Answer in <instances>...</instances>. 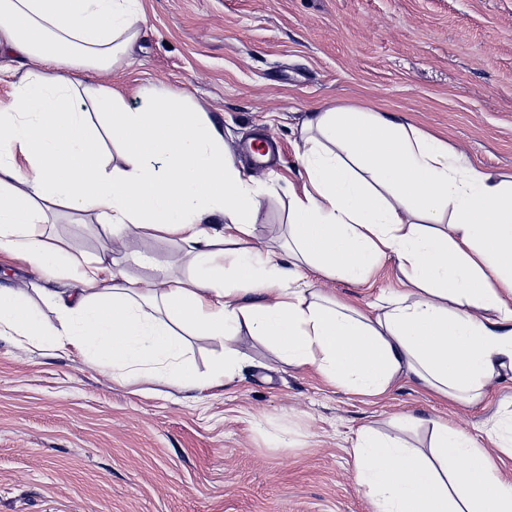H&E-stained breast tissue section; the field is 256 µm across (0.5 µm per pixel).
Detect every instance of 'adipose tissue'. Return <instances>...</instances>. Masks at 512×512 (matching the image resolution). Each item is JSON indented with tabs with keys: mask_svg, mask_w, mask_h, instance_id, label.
<instances>
[{
	"mask_svg": "<svg viewBox=\"0 0 512 512\" xmlns=\"http://www.w3.org/2000/svg\"><path fill=\"white\" fill-rule=\"evenodd\" d=\"M143 20V0H0V59L19 74L0 100V250L48 281L42 298L57 311L48 324L0 286V338L78 353L119 382L183 390L232 381L244 334L360 395L407 377L472 403L512 371V178L384 112L309 113L288 258L276 261L250 245L261 190L225 155L223 128L181 94L132 107L118 90L80 80L127 55ZM59 208L95 213L108 236L177 237L190 276L173 279L139 253L80 261L35 231ZM389 256L405 282L371 311L314 286L317 275L363 282ZM131 266L151 274L130 276ZM65 277L78 283L69 295L50 287ZM193 336L224 349L208 371ZM352 452L371 512H512V485L447 423L433 421L425 451L365 427Z\"/></svg>",
	"mask_w": 512,
	"mask_h": 512,
	"instance_id": "ef3b65f1",
	"label": "adipose tissue"
}]
</instances>
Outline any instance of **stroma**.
<instances>
[{
  "label": "stroma",
  "mask_w": 512,
  "mask_h": 512,
  "mask_svg": "<svg viewBox=\"0 0 512 512\" xmlns=\"http://www.w3.org/2000/svg\"><path fill=\"white\" fill-rule=\"evenodd\" d=\"M131 57L88 85L186 96L222 126L234 162L264 187L252 246L280 253L290 186L309 112L360 105L439 135L473 165L512 176V0H143ZM263 134L280 148L258 166L242 147ZM38 232L90 259L146 251L173 278L188 273L180 241L151 231L107 237L96 216L61 210ZM393 258L366 282L316 277L324 295L369 310L399 288ZM0 284L50 307L20 260ZM249 361L221 388L122 384L84 357L0 339V512H369L354 479L362 427L428 449L429 419L470 434L512 479V452L488 433L512 413V380L476 404L401 379L361 396L288 366L250 337Z\"/></svg>",
  "instance_id": "1"
}]
</instances>
